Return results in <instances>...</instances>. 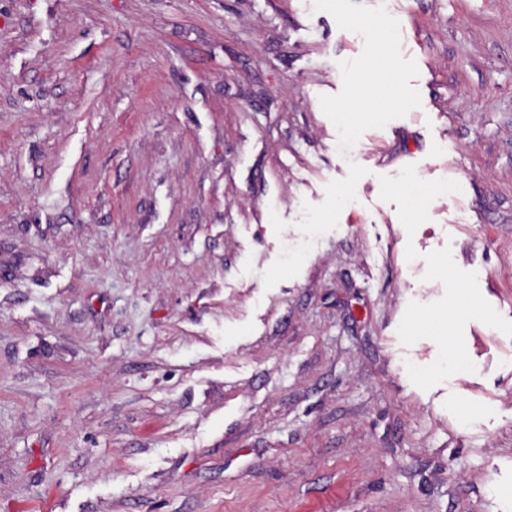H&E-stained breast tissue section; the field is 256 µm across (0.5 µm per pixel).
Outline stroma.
<instances>
[{
  "label": "stroma",
  "mask_w": 512,
  "mask_h": 512,
  "mask_svg": "<svg viewBox=\"0 0 512 512\" xmlns=\"http://www.w3.org/2000/svg\"><path fill=\"white\" fill-rule=\"evenodd\" d=\"M445 247L512 320V0H0V512H512V336L397 334Z\"/></svg>",
  "instance_id": "obj_1"
}]
</instances>
